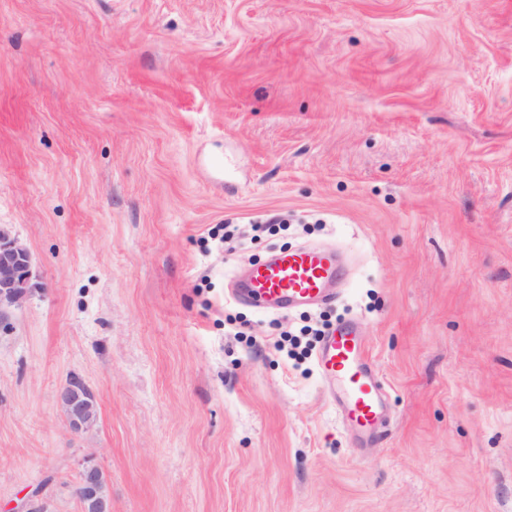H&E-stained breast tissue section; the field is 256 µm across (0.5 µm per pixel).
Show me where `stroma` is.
<instances>
[{
	"label": "stroma",
	"mask_w": 512,
	"mask_h": 512,
	"mask_svg": "<svg viewBox=\"0 0 512 512\" xmlns=\"http://www.w3.org/2000/svg\"><path fill=\"white\" fill-rule=\"evenodd\" d=\"M0 226L38 283L0 326V512H80L88 458L112 512H512V0H0ZM313 243L334 303L230 299ZM348 318L365 442L315 365ZM58 400L72 432L88 430L96 422V395L80 377H69L59 391Z\"/></svg>",
	"instance_id": "obj_1"
}]
</instances>
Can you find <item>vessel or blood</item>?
<instances>
[{"mask_svg":"<svg viewBox=\"0 0 512 512\" xmlns=\"http://www.w3.org/2000/svg\"><path fill=\"white\" fill-rule=\"evenodd\" d=\"M340 273L332 251L282 249L255 265L247 281L232 289L230 296L264 312L317 307L329 302L328 285ZM316 367L337 389L353 425L364 430L374 427L383 406L381 384L353 324L339 325L324 337Z\"/></svg>","mask_w":512,"mask_h":512,"instance_id":"b4317fda","label":"vessel or blood"}]
</instances>
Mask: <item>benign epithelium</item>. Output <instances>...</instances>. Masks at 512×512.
Instances as JSON below:
<instances>
[{"instance_id": "benign-epithelium-1", "label": "benign epithelium", "mask_w": 512, "mask_h": 512, "mask_svg": "<svg viewBox=\"0 0 512 512\" xmlns=\"http://www.w3.org/2000/svg\"><path fill=\"white\" fill-rule=\"evenodd\" d=\"M32 258L28 248L0 227V319L5 307L25 299L32 283ZM60 407L72 432L91 428L97 419V398L93 390L78 376H71L58 395ZM81 512H112V499L101 469L88 461L83 466L75 487Z\"/></svg>"}]
</instances>
